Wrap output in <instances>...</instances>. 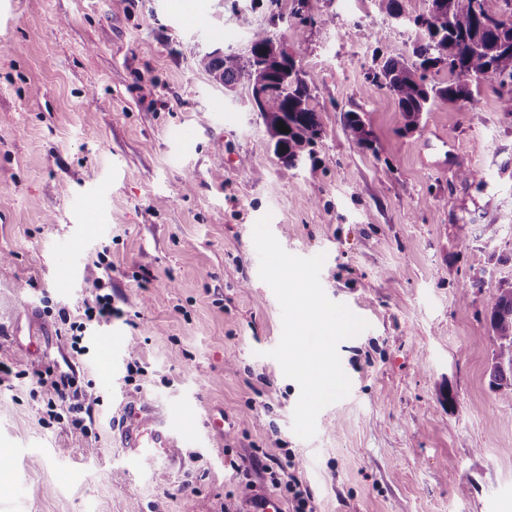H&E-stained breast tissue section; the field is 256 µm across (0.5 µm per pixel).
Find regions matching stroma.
I'll return each instance as SVG.
<instances>
[{"instance_id": "1", "label": "stroma", "mask_w": 512, "mask_h": 512, "mask_svg": "<svg viewBox=\"0 0 512 512\" xmlns=\"http://www.w3.org/2000/svg\"><path fill=\"white\" fill-rule=\"evenodd\" d=\"M180 3L0 0V512H243L287 496L236 469L256 448L294 455L316 512H512V395L489 386L485 310L512 288L498 79L473 86L477 111L438 101L404 134L367 74L416 33L374 0H309L307 24L292 0H197L192 28ZM255 30L314 77L313 163L285 168L248 82L225 91L197 64ZM350 110L376 151L347 137ZM266 214L287 252L325 254L327 296L369 324L340 343L351 391L310 440L292 430L300 388L268 355L282 323L252 240ZM103 252L122 315L76 353L57 312L78 315ZM34 366L91 382L97 437L46 419ZM131 396L194 408L179 471L130 472L111 433Z\"/></svg>"}]
</instances>
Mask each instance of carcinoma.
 <instances>
[{"mask_svg": "<svg viewBox=\"0 0 512 512\" xmlns=\"http://www.w3.org/2000/svg\"><path fill=\"white\" fill-rule=\"evenodd\" d=\"M501 14L487 13L475 7V0H429L426 12L413 18L420 38L412 45L415 62L388 59L372 72V81L393 96L404 119V129L419 126L428 105L435 101L470 104L477 111L471 90L472 82L492 72L501 76L499 93L504 111L512 113V0H503ZM274 35L266 30L253 33L250 43L254 53L270 48ZM270 76L282 82L283 90L272 94L261 111L271 116L268 133L274 152L287 168H294L304 153L322 138L323 126L319 112L312 106L314 79L306 72L288 75L293 62L274 55L266 59ZM224 87H234L246 79L252 58L249 55L212 54L198 61ZM443 66L454 76L444 86L428 82L427 72ZM284 123L288 131L279 130ZM345 130L360 148L377 151L372 131L358 112L346 113ZM489 326L498 345L496 361L490 369V386L512 388V288H501L486 299Z\"/></svg>", "mask_w": 512, "mask_h": 512, "instance_id": "1", "label": "carcinoma"}]
</instances>
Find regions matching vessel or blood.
<instances>
[{
    "instance_id": "vessel-or-blood-1",
    "label": "vessel or blood",
    "mask_w": 512,
    "mask_h": 512,
    "mask_svg": "<svg viewBox=\"0 0 512 512\" xmlns=\"http://www.w3.org/2000/svg\"><path fill=\"white\" fill-rule=\"evenodd\" d=\"M115 438L136 473L172 471L181 464L180 431L148 400L123 402Z\"/></svg>"
}]
</instances>
